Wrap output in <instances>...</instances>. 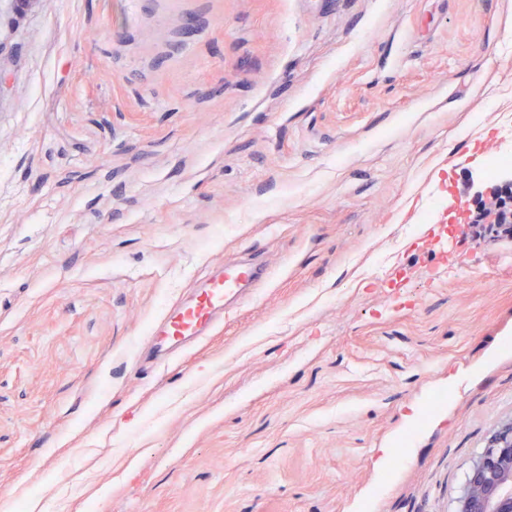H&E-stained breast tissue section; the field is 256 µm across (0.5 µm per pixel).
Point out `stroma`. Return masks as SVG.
I'll list each match as a JSON object with an SVG mask.
<instances>
[{
    "label": "stroma",
    "mask_w": 512,
    "mask_h": 512,
    "mask_svg": "<svg viewBox=\"0 0 512 512\" xmlns=\"http://www.w3.org/2000/svg\"><path fill=\"white\" fill-rule=\"evenodd\" d=\"M511 86L512 0H0V512H452L512 419V238L457 211ZM268 276L265 268L251 263L224 262L219 274L208 278L190 300L165 308L147 336L157 365L208 336L217 323L252 297Z\"/></svg>",
    "instance_id": "obj_1"
}]
</instances>
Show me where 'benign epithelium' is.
Returning <instances> with one entry per match:
<instances>
[{
  "label": "benign epithelium",
  "instance_id": "1",
  "mask_svg": "<svg viewBox=\"0 0 512 512\" xmlns=\"http://www.w3.org/2000/svg\"><path fill=\"white\" fill-rule=\"evenodd\" d=\"M507 224L512 231V206L491 212L476 209L468 223ZM453 512H512V419L493 434L487 448L472 462Z\"/></svg>",
  "mask_w": 512,
  "mask_h": 512
}]
</instances>
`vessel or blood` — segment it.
<instances>
[{"label": "vessel or blood", "instance_id": "obj_1", "mask_svg": "<svg viewBox=\"0 0 512 512\" xmlns=\"http://www.w3.org/2000/svg\"><path fill=\"white\" fill-rule=\"evenodd\" d=\"M267 278L265 268L251 263L222 265L219 274L208 278L190 300L165 308L152 325L147 341L155 360L166 362L180 348L208 335Z\"/></svg>", "mask_w": 512, "mask_h": 512}]
</instances>
